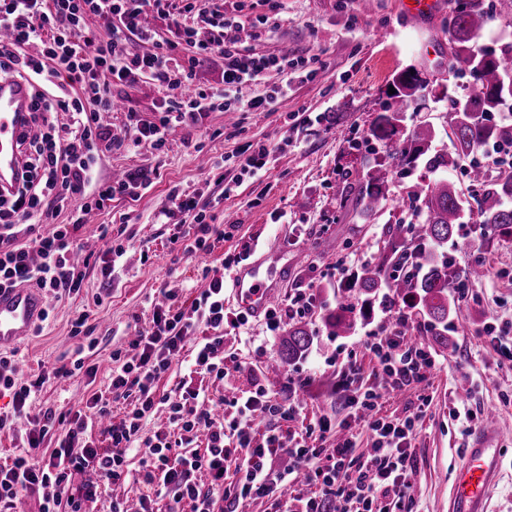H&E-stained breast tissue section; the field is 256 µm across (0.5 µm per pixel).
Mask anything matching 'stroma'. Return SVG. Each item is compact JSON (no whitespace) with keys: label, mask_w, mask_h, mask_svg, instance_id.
Segmentation results:
<instances>
[{"label":"stroma","mask_w":512,"mask_h":512,"mask_svg":"<svg viewBox=\"0 0 512 512\" xmlns=\"http://www.w3.org/2000/svg\"><path fill=\"white\" fill-rule=\"evenodd\" d=\"M216 2L236 17L241 49L305 58L311 79L293 82L276 111L217 110L175 128L163 150L143 143L102 157V178L121 172L148 188L137 197L115 196L108 208L90 215L80 240V256L87 262L84 287L78 295L53 302L48 318L17 345V375L26 378L70 363L79 344L71 336L72 324L85 312L88 335L96 341L85 352V362L98 368L96 388L108 389L112 351L126 349L133 329L151 326L160 289L170 292L174 309L187 312L214 272L229 279L235 268L265 255L278 256L288 263L279 304L288 305L301 288L313 289L317 297L315 308L301 319L312 334L311 345L301 358L284 361L281 343L287 329L274 333L265 316L244 315L233 288L225 287V377L209 381V394L217 402L224 395L262 387L283 401L290 394L289 379L310 380L302 413L290 421L256 417L255 435L275 428L297 432L326 415L350 426L356 451L364 454L371 446L369 431L331 390L351 353L363 368L365 384L373 383L376 362L363 342L382 313L367 310L350 335H336L329 323L343 300L336 266L343 259L361 266L383 247L390 223L401 215L398 203L407 187L426 184L433 174L421 164L390 170L386 210L363 214L356 202L358 177L375 170L384 152L378 145L355 150L349 141L366 138L374 117L391 105L393 75L413 69L428 75L429 82L403 112L400 129L407 132L430 122L436 149L448 150L451 105L471 93L448 40V16L457 3L444 0L437 16L419 21L403 13L401 0H372L367 9L360 0ZM268 15L275 16V24H262ZM113 94L120 107L104 115L113 127L124 126L130 109L140 119H156L155 86L117 87ZM256 144L273 150L266 168L255 176L241 174L240 156ZM175 188L195 197L221 225L224 236L211 240L208 251L188 252L173 243L176 224L183 219L174 210ZM104 224L112 227L110 242L123 247L108 278L100 272L107 242L100 235ZM445 256L455 273L448 291L457 299V312L448 320V343L433 342L427 318L413 314L411 334L437 366L427 382L383 393L380 413L402 418L414 411L420 395L429 398L411 440L414 512H452L454 472L483 432L482 426H466L459 409L495 413L490 444L501 451L500 471L488 490L487 509L512 512V362L483 335L491 322L512 336V231L480 224L477 214H470ZM228 260L233 263L229 269L224 266ZM476 264L487 275L473 282L466 271ZM87 394L80 375L46 383L16 420L13 435H0V463L9 459L34 421L78 406Z\"/></svg>","instance_id":"35a3bbf8"}]
</instances>
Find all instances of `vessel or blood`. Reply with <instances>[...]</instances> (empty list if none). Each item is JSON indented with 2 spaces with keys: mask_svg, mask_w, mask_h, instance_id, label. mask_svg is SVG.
<instances>
[{
  "mask_svg": "<svg viewBox=\"0 0 512 512\" xmlns=\"http://www.w3.org/2000/svg\"><path fill=\"white\" fill-rule=\"evenodd\" d=\"M31 95L28 83L0 76V192L14 190L23 172L24 157L19 147L26 127ZM238 305L258 315L278 300V292L251 263L232 277ZM42 291L30 285L0 291V349L10 348L29 336L44 309ZM499 451L495 448L467 449L455 477L453 512H486L485 489L497 474Z\"/></svg>",
  "mask_w": 512,
  "mask_h": 512,
  "instance_id": "1",
  "label": "vessel or blood"
}]
</instances>
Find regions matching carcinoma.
<instances>
[{
	"instance_id": "obj_1",
	"label": "carcinoma",
	"mask_w": 512,
	"mask_h": 512,
	"mask_svg": "<svg viewBox=\"0 0 512 512\" xmlns=\"http://www.w3.org/2000/svg\"><path fill=\"white\" fill-rule=\"evenodd\" d=\"M455 13L448 35L455 47L459 70L468 74L472 94L462 105L452 102L448 133L452 150H432L435 130L426 122L407 134L400 131V109L407 106L409 97L424 88V82L412 71L396 74L392 80L395 93L391 98L396 100L398 108L389 107L379 113L371 124L370 137L365 139L367 143L373 140L381 144L387 162V166L369 174L368 185L360 193L359 205L367 212L385 208L388 201L385 179L390 168H413L422 159L425 166L435 172L457 166L486 143L512 144V123L490 124L485 119V115L499 110L509 100L502 92L504 87L512 85V66H507L512 63V45L499 56H489L476 42L489 19L494 16L512 18V0H492L489 10L480 0H466L464 6L455 8ZM468 175L483 187L480 223L512 226V205L508 204L512 200V164L494 175L488 166L474 160ZM413 200L417 221L409 222L408 236L397 230L391 232L385 250L359 271L357 291L375 295L385 287L390 289L394 300L412 299L429 317L434 340L442 344L447 341L443 331L448 329V282L453 276L448 259L444 258V249L455 226L462 223L465 205L454 183L445 177L430 181L424 190L414 194ZM411 259L424 270L422 276L387 281L385 272L389 266H401ZM355 322L354 304L342 302L332 317L331 326L339 335L350 332ZM309 343L306 327H291L284 342L286 358L291 361L301 356Z\"/></svg>"
}]
</instances>
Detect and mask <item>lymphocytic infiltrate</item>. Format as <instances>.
I'll return each mask as SVG.
<instances>
[{"label":"lymphocytic infiltrate","instance_id":"lymphocytic-infiltrate-1","mask_svg":"<svg viewBox=\"0 0 512 512\" xmlns=\"http://www.w3.org/2000/svg\"><path fill=\"white\" fill-rule=\"evenodd\" d=\"M170 19L173 36L159 37L150 17ZM235 16L211 6L208 0H0V73H9L34 88L31 127L22 146L26 164L22 182L10 198L0 197V289L29 284L56 299L79 293L85 271L73 258L74 240L86 216L108 206L112 198L133 193L125 181L100 182L97 166L104 152L122 147L127 138L164 149L171 132L190 120L221 109L227 112H271L288 94L287 85L271 93L242 100L240 88L264 80L270 72L305 73L307 62L243 53ZM145 44L129 53L130 38ZM39 44L38 55L28 54ZM197 53L224 57L218 87H192V67L177 65L181 46ZM150 83L163 92L156 121L145 122L129 113L128 131H113L103 115L112 111L111 90L117 86ZM68 113V122L58 120ZM73 210L71 223L57 216ZM414 303L397 304L393 324H380L369 334L366 350L377 362L381 385L364 386L361 367L349 360L337 384L348 392L358 420L371 434L367 454L354 453L351 435L334 436L330 420L310 424L305 438L269 432L255 441L247 424L254 413L278 410L291 419L299 403L273 404L264 389L247 396L225 398L234 417L214 421L199 409L203 385L182 380L175 395H157L153 383L175 359L190 354L198 376L224 377V279L213 276L193 303L192 312L158 304L149 330L136 331L129 341V360L110 374L111 397L95 392L84 406L35 422L26 438L27 449L11 463L0 465V512H14L20 497L37 493L40 512H82L85 501L105 486L135 481L139 512H155L167 499V512H180L190 501L193 512H218L223 499L266 496L272 487L316 486V493L297 498L287 512H412L413 458L410 439L429 399L420 396L415 412L405 418L380 415L381 387L400 389L424 383L435 366L425 347L407 337ZM202 313L211 335L197 337L195 313ZM44 377L20 382L11 357L0 356V389L10 391L12 409L0 411V433L11 430ZM124 399L131 409L103 431L105 442L90 441L95 423L112 415V400ZM165 408L166 431L157 433L148 450L138 451L136 435L146 412ZM62 438L49 456L37 451L54 428ZM140 452L138 478H130L127 457ZM240 462L237 483L224 481L229 458ZM287 458L286 469L273 462ZM207 484H200L199 476Z\"/></svg>","mask_w":512,"mask_h":512}]
</instances>
